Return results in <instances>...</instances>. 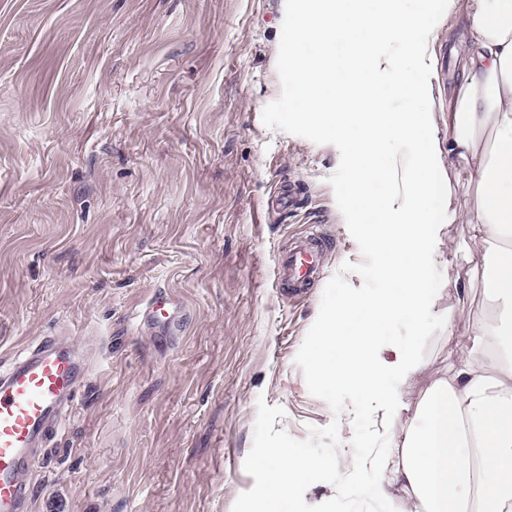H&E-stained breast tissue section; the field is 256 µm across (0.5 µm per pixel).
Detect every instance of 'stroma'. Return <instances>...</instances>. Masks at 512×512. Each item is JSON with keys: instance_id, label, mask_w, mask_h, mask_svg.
<instances>
[{"instance_id": "1", "label": "stroma", "mask_w": 512, "mask_h": 512, "mask_svg": "<svg viewBox=\"0 0 512 512\" xmlns=\"http://www.w3.org/2000/svg\"><path fill=\"white\" fill-rule=\"evenodd\" d=\"M426 103L448 109L447 24L426 33ZM286 0H0V369L49 335L73 337L86 389L45 450L29 512H232L258 399L275 430L308 438L353 415L312 396L295 357L322 286L289 298L281 255L308 230L326 243L324 278L360 262L329 183L339 151L300 118L288 71ZM301 199L272 208L278 191ZM432 269L434 310L484 305L470 227ZM190 316L166 341L141 319L157 291ZM438 324H389L384 348L413 347L397 434L459 358Z\"/></svg>"}]
</instances>
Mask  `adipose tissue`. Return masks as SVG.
Wrapping results in <instances>:
<instances>
[{
	"label": "adipose tissue",
	"instance_id": "1",
	"mask_svg": "<svg viewBox=\"0 0 512 512\" xmlns=\"http://www.w3.org/2000/svg\"><path fill=\"white\" fill-rule=\"evenodd\" d=\"M377 2L301 0L289 14L294 41L316 47L311 55H288L303 119L346 152L353 179L344 193L385 283L376 295L344 298L329 310L311 361L341 391L390 407L397 380L419 365L410 348L387 361L380 333L402 316L417 326L437 319L453 330L455 317L433 310L430 270L441 251V225H470L472 246L487 260L483 279L493 315L472 319L452 375L429 390L417 426L394 436L401 461L390 482L407 497L393 501L391 512H413L416 504L422 512H512V0H423L415 15L400 14L398 0L383 8ZM445 21L466 38L454 50L462 76L448 99L443 157L432 112L418 107L432 88L416 83L412 70L427 66L424 33ZM390 38L399 53H379ZM379 70L389 73L390 90L375 82ZM397 98L416 110L396 111ZM394 136L414 147L406 190L380 197L373 188L388 183L390 173L377 160ZM450 165L475 183L473 211L449 210ZM398 212L406 222H393Z\"/></svg>",
	"mask_w": 512,
	"mask_h": 512
}]
</instances>
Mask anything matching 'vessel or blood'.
Returning <instances> with one entry per match:
<instances>
[{
	"instance_id": "1",
	"label": "vessel or blood",
	"mask_w": 512,
	"mask_h": 512,
	"mask_svg": "<svg viewBox=\"0 0 512 512\" xmlns=\"http://www.w3.org/2000/svg\"><path fill=\"white\" fill-rule=\"evenodd\" d=\"M323 251L321 237L311 234L283 255L279 279L291 294L321 280ZM182 309L178 298L159 291L144 316L175 336ZM87 373L85 358L67 336L41 337L0 371V512H27L44 447L71 415Z\"/></svg>"
}]
</instances>
